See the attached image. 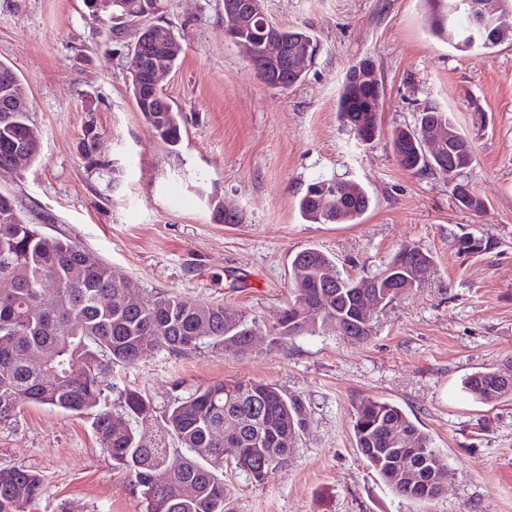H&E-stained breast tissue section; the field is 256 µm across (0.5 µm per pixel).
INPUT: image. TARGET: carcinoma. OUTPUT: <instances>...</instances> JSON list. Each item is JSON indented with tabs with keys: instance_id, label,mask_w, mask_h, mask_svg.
Returning <instances> with one entry per match:
<instances>
[{
	"instance_id": "carcinoma-1",
	"label": "carcinoma",
	"mask_w": 512,
	"mask_h": 512,
	"mask_svg": "<svg viewBox=\"0 0 512 512\" xmlns=\"http://www.w3.org/2000/svg\"><path fill=\"white\" fill-rule=\"evenodd\" d=\"M429 32L457 48L471 27L467 12L451 14L452 0H422ZM91 16L122 22L156 17L165 0H112L105 15H96L94 0H84ZM512 14V0H497L488 30L474 49L489 51L512 41V27L501 21ZM261 15L245 28L229 33L231 42L261 72L267 41ZM284 52L316 42L306 30L277 29ZM175 50L170 66L178 64L183 46L169 32V42L149 43L144 52L165 54ZM130 92L145 124L163 143L181 140L182 113L164 95H151L140 106L138 86ZM384 96L380 82L345 79L338 98L343 124L363 143L380 134L378 112ZM439 128L448 138L439 145L429 135ZM391 145L400 166L417 172L429 169L448 178L457 202L479 211L482 200L461 174L473 162L466 137L453 114L433 103L424 105L414 126L392 132ZM25 151L26 162L40 158L41 139L29 124L28 113L16 112L0 98V169H15L14 157ZM336 197V208L325 210L320 196ZM372 199L357 181L319 178L310 183L298 203L301 218L317 224H355L369 210ZM213 218L225 224L236 216L224 213L223 203L207 199ZM430 254L415 245L402 246L379 272L344 278L335 260L317 248H307L293 259L291 300L278 322L267 327L254 317H224V306L191 301L175 293H159L150 301L127 303L125 278L112 266L93 257L69 239L48 237L19 214L15 199L0 193V423L16 415L23 403L59 408L92 418L100 444L116 465L132 471L140 489L144 512H224V452L234 449L236 468L256 481L274 474L263 466L269 457L287 458L306 427L307 411L301 398L290 396L273 384L259 381H226L195 391L175 401L159 423L161 438L141 442L139 425L151 420L153 408L139 391L119 394L126 426H112L114 408L112 366L138 365L165 350L184 353L202 347L245 356L253 352L250 336L265 333L269 347L278 348L303 335L334 329L352 343L366 341L374 324L359 316L363 297L372 295L387 307L398 298L396 288H419L433 272ZM56 281L58 287L45 284ZM108 298L106 306L100 299ZM319 309L315 321L306 311ZM500 370L478 371L464 379V388L481 402L512 397V379H500ZM234 426L225 436L216 435L224 422ZM356 447L381 479L399 497L427 501L444 492L439 479L444 457L430 435L420 429L398 404L364 398L352 420ZM173 442L174 447L167 446ZM419 465L420 480L408 483L400 470ZM191 486L193 494H184ZM38 474L21 468H0V512H27L39 496Z\"/></svg>"
}]
</instances>
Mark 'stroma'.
<instances>
[{"label": "stroma", "mask_w": 512, "mask_h": 512, "mask_svg": "<svg viewBox=\"0 0 512 512\" xmlns=\"http://www.w3.org/2000/svg\"><path fill=\"white\" fill-rule=\"evenodd\" d=\"M269 20L303 27L320 49L303 81L266 85L226 36L224 0H166L161 25L181 38L163 92L184 116L169 146L148 130L129 91L132 24L89 16L83 0H0V62L28 92L42 156L0 170V192L45 235L69 239L125 275L135 296L160 291L220 303L266 325L291 294V261L315 247L342 275L384 268L401 245L429 252L436 272L380 311L352 344L327 331L236 356L208 348L116 365V390L146 396L157 416L227 380L275 384L301 397L307 425L285 463L256 481L224 455L226 512H512V400L484 404L468 374L512 360V42L458 51L431 36L421 0H264ZM373 61L383 84L381 133L360 142L338 118L350 67ZM452 112L474 153L463 178L484 202L462 208L447 180L403 169L391 146L424 104ZM98 139L92 152L87 130ZM355 180L371 195L356 224H310L297 202L309 183ZM217 196L238 223L216 222ZM470 235L485 250L458 252ZM401 406L429 433L449 471L444 493L414 502L367 465L353 436L356 405ZM155 420L141 426L157 435ZM42 479L28 512H135L140 492L113 463L91 420L24 404L0 424V468Z\"/></svg>", "instance_id": "1"}]
</instances>
